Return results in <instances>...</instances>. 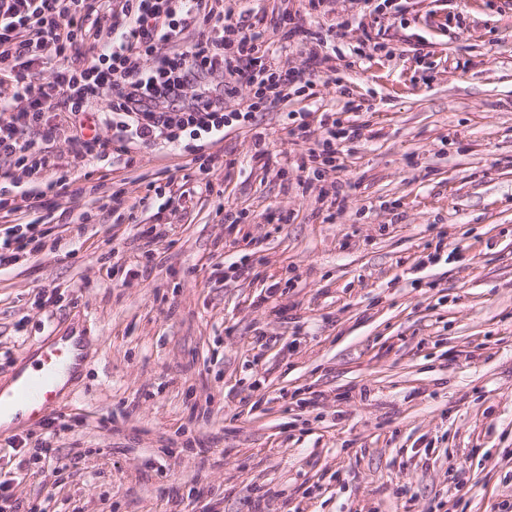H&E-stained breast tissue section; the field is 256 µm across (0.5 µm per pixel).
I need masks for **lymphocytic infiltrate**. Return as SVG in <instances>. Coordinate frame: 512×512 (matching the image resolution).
Returning <instances> with one entry per match:
<instances>
[{"label":"lymphocytic infiltrate","mask_w":512,"mask_h":512,"mask_svg":"<svg viewBox=\"0 0 512 512\" xmlns=\"http://www.w3.org/2000/svg\"><path fill=\"white\" fill-rule=\"evenodd\" d=\"M119 13L120 23L88 27L92 15ZM263 35L231 20L210 0H0V210L35 213L43 192L12 199L16 174L49 189L82 195L70 170L48 148L71 131L74 166L104 162L133 167L143 150H183L199 189L212 190L219 156L199 140L224 138L229 120L249 122L258 107L288 96L294 75L266 55ZM43 81H36V72ZM220 75L225 88L253 86L255 101L227 116L223 91L190 97L202 79ZM45 246L32 224L0 240V268Z\"/></svg>","instance_id":"obj_1"}]
</instances>
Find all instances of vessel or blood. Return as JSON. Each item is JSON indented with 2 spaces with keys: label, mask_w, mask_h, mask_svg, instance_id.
<instances>
[{
  "label": "vessel or blood",
  "mask_w": 512,
  "mask_h": 512,
  "mask_svg": "<svg viewBox=\"0 0 512 512\" xmlns=\"http://www.w3.org/2000/svg\"><path fill=\"white\" fill-rule=\"evenodd\" d=\"M79 341L60 339L43 346L33 372L13 389L0 387V412L23 407L30 425H43L58 409L56 379L60 372L80 360Z\"/></svg>",
  "instance_id": "obj_1"
}]
</instances>
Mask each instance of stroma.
Returning a JSON list of instances; mask_svg holds the SVG:
<instances>
[{
	"instance_id": "1",
	"label": "stroma",
	"mask_w": 512,
	"mask_h": 512,
	"mask_svg": "<svg viewBox=\"0 0 512 512\" xmlns=\"http://www.w3.org/2000/svg\"><path fill=\"white\" fill-rule=\"evenodd\" d=\"M320 64L230 123L213 193L113 171L127 208L47 191L54 249L0 271V384L86 336L57 473L16 512H499L512 504V0H219ZM334 77H327L328 67ZM359 129L307 176L293 113ZM84 224L76 235L75 224ZM56 292L40 306L41 289ZM282 24L283 28L280 23V28H282V35L281 39L285 42L293 41L294 37L302 35L301 39H298V41L301 42V44L304 45V40L315 39L316 41L321 42V32L320 31H312L310 28L304 29L302 28V25H297L296 22H294V18L291 16V14H286L282 18Z\"/></svg>"
}]
</instances>
